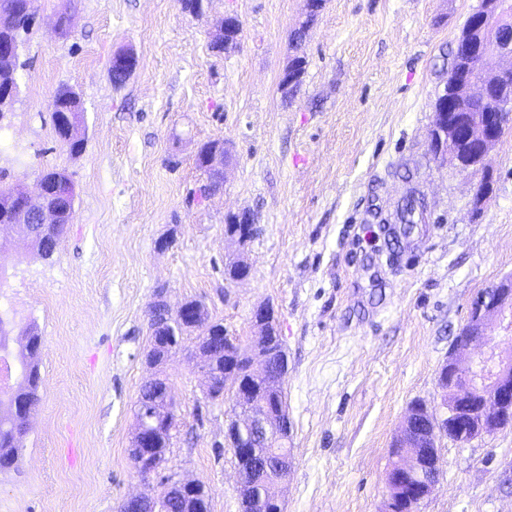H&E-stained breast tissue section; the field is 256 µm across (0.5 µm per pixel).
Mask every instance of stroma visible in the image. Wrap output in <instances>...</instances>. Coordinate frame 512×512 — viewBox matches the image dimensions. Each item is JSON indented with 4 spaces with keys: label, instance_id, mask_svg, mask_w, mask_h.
<instances>
[{
    "label": "stroma",
    "instance_id": "stroma-1",
    "mask_svg": "<svg viewBox=\"0 0 512 512\" xmlns=\"http://www.w3.org/2000/svg\"><path fill=\"white\" fill-rule=\"evenodd\" d=\"M479 0H38L23 43L19 94L0 120V178L35 195L41 170H67L75 217L53 256L0 231V314L36 322L39 400L13 468L0 471V512H119L146 492L128 450L141 386L166 378L176 424L165 474L210 492L211 512H240L224 430L234 393L207 398L196 331L150 366L148 311L202 301L243 345L254 310L273 308L288 356L283 388L293 464L284 512H385L390 448L413 401L442 405L438 372L471 300L512 274V134L481 172L435 158L429 131L454 42ZM72 17L57 31L61 11ZM239 50H212L228 11ZM138 65L113 84V54ZM306 58L289 94L280 76ZM86 118L80 153L51 122L60 85ZM226 141L223 185L202 199L200 148ZM426 223L399 239L408 187ZM250 211L259 232L224 233ZM172 239L160 248L162 239ZM246 261L232 281L224 267ZM442 474L418 512H512V426L459 445L441 439Z\"/></svg>",
    "mask_w": 512,
    "mask_h": 512
}]
</instances>
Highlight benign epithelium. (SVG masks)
Returning a JSON list of instances; mask_svg holds the SVG:
<instances>
[{"label": "benign epithelium", "instance_id": "1", "mask_svg": "<svg viewBox=\"0 0 512 512\" xmlns=\"http://www.w3.org/2000/svg\"><path fill=\"white\" fill-rule=\"evenodd\" d=\"M512 16V0H480L479 6L470 14L469 28L455 41L453 59L456 70L465 77L463 88L473 95V99L484 105L492 102V111L483 112L474 118L471 114L443 112L430 130V145L448 164L459 173H467L480 168L483 175H490L485 169L484 160L492 145L499 140L498 131L512 123V63L507 66H485L474 75L470 73L471 59L479 56L483 61L491 58L512 60V41L500 38L494 42V49L485 46L483 32L496 22ZM243 24L235 12L224 15V26L220 35L241 43ZM137 65L131 53H116L112 56V70L129 77ZM60 141L70 144L84 141V124L81 114L66 113L61 116L58 129ZM49 188L39 182L38 194L31 197L18 190L12 193L11 201L19 212L15 228L21 236L33 240L40 238L42 244L48 240L43 229L59 223L61 210L48 209ZM161 310L166 323L197 314V307L181 306L172 312L165 292L158 291L152 310ZM272 311L261 306L253 312V323L257 329L252 343L253 353L260 370L255 372L259 379L267 377L265 357L259 355L267 334V325L272 322ZM470 332L455 339L453 352L444 364V383L448 401L442 403L443 412L439 415L428 412L431 435L434 439L448 437V431L458 435L456 443L465 445L501 428L503 415L512 411V359L503 358L494 351H485L463 363L456 352L469 348L478 338L487 336L495 327L505 333H512V276L501 279L496 285L480 292L471 302L469 310ZM234 379V394L238 407L243 410V419L227 424L224 432L225 443L238 454H246V459L254 466L266 464V457L258 452L259 446L280 443L287 445L281 437L279 426L283 425L282 408L272 409L267 403L255 404L251 400V384L235 378L231 369L222 373ZM165 395H155L139 404V417L134 436L131 459L138 475L145 481L155 480L160 490L167 494L175 489L183 494L197 490L196 483L169 477L162 472V462L155 455L158 434L168 426L174 416L173 404ZM441 471L439 455H434L428 475L421 476L423 485L413 497L412 508L416 509L439 483Z\"/></svg>", "mask_w": 512, "mask_h": 512}]
</instances>
